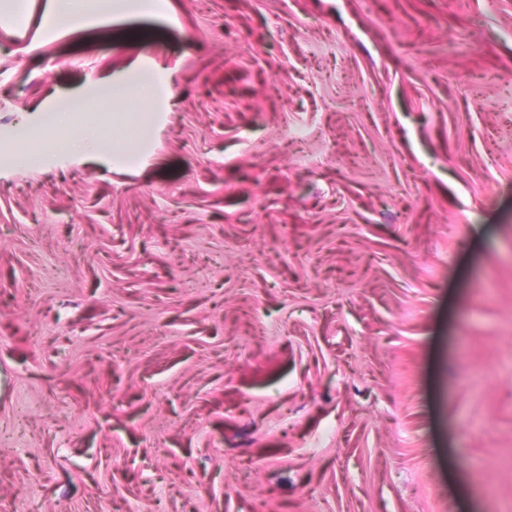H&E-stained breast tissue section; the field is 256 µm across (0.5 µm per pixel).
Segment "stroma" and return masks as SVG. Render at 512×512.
<instances>
[{
  "label": "stroma",
  "instance_id": "1",
  "mask_svg": "<svg viewBox=\"0 0 512 512\" xmlns=\"http://www.w3.org/2000/svg\"><path fill=\"white\" fill-rule=\"evenodd\" d=\"M47 2L0 0V512H512V0ZM146 59L139 160L60 148ZM86 1L91 0H53L48 2L47 14L64 16L71 21L84 16Z\"/></svg>",
  "mask_w": 512,
  "mask_h": 512
}]
</instances>
